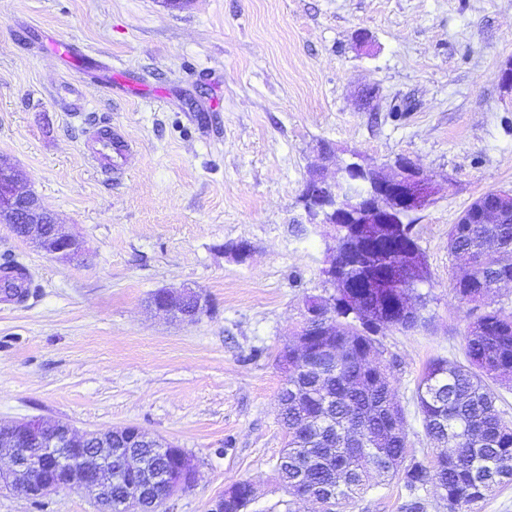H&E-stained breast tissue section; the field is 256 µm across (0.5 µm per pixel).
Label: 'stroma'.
Masks as SVG:
<instances>
[{
  "label": "stroma",
  "instance_id": "1",
  "mask_svg": "<svg viewBox=\"0 0 512 512\" xmlns=\"http://www.w3.org/2000/svg\"><path fill=\"white\" fill-rule=\"evenodd\" d=\"M47 34L102 70L52 56ZM510 60L512 0H0V155L88 249L59 261L0 224V263L32 277L24 301L0 297V426L134 425L184 449L196 479L164 512H208L239 480L255 489L247 512H316L276 471L278 355L306 299L330 293L324 230L300 229L299 196L317 166L405 156L439 186L415 227L429 324L379 341L408 454L433 460L415 392L431 360H465L473 312L452 290L464 264L448 231L486 191L512 190ZM92 123L130 141L121 179L91 167ZM242 240L239 263L224 248ZM181 286L207 302L195 322L148 307ZM409 500L382 478L346 512ZM0 512L99 509L77 488L37 505L0 488Z\"/></svg>",
  "mask_w": 512,
  "mask_h": 512
}]
</instances>
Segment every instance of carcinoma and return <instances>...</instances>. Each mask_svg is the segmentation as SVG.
Wrapping results in <instances>:
<instances>
[{
  "instance_id": "carcinoma-1",
  "label": "carcinoma",
  "mask_w": 512,
  "mask_h": 512,
  "mask_svg": "<svg viewBox=\"0 0 512 512\" xmlns=\"http://www.w3.org/2000/svg\"><path fill=\"white\" fill-rule=\"evenodd\" d=\"M448 250L470 264L453 283L458 300L476 304L512 283V210L487 223L452 225ZM384 328L338 308L311 342L331 343L342 354L326 353L307 364L291 348L280 354L288 359L279 393L288 444L277 461L278 475L297 500L306 493L324 500L334 490L331 512H344L367 490L371 473L400 472L411 497L407 512H423L422 490L447 501L448 512H467L512 481V422L496 408L489 385L512 380V312L478 315L463 336L466 362L436 359L417 384L425 431L444 447L436 467L407 458L403 410L389 374L370 366L382 355L377 335ZM135 452L152 473L174 465L159 448Z\"/></svg>"
}]
</instances>
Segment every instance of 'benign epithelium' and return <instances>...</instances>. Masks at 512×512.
I'll use <instances>...</instances> for the list:
<instances>
[{"mask_svg": "<svg viewBox=\"0 0 512 512\" xmlns=\"http://www.w3.org/2000/svg\"><path fill=\"white\" fill-rule=\"evenodd\" d=\"M4 180H0V211L13 214L8 224L18 238L36 244L47 255L56 259H73L85 254L84 241L63 231L54 215L45 210L40 198L32 191L20 188L22 174L11 164L0 163ZM438 192L433 180L423 173L410 159L400 157L393 164L392 173L382 176L373 168L357 162L346 164L332 182L318 172L305 183L301 202L310 225L330 227L328 259L322 269L324 283L333 289L329 297L314 296L306 301V319L297 332V346L307 350L308 330L312 318L329 319L336 307L358 310L351 289H379L390 311L400 313L417 326L419 318L411 305L408 294L399 289V281L411 288L428 277V266L420 247L402 236L403 220L394 210L413 215L432 203ZM351 224L357 238L358 249L365 256L378 246V240L400 243L401 264L386 273L369 271L353 280L344 277V267L336 262V225ZM151 304L168 316H179L185 322L195 321L203 312L205 302L194 291L182 288H164L157 291ZM121 435L126 447L138 448L144 443L155 444L136 426H125L115 431H88L81 436L63 422L51 433L43 431V420L28 419L9 428H0V450L10 452L13 469L0 473V481L31 500L39 499L63 487H77L93 494L104 512H112V496L109 494L111 478L105 464L112 458V435ZM36 439L54 450L53 455L37 452L18 460L19 446ZM169 454L177 461L178 476L175 491L192 487L195 471H186L185 457L180 448H169ZM133 482L127 487L119 512H142L147 490L160 483L162 478L146 473L138 474L136 462H130Z\"/></svg>", "mask_w": 512, "mask_h": 512, "instance_id": "obj_1", "label": "benign epithelium"}]
</instances>
